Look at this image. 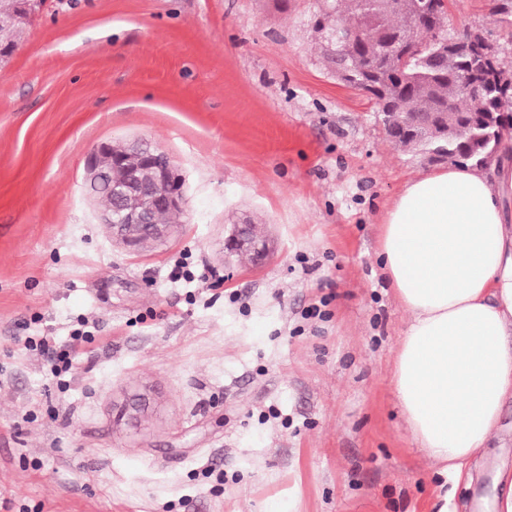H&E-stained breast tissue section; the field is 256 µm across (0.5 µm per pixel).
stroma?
<instances>
[{"label": "stroma", "mask_w": 512, "mask_h": 512, "mask_svg": "<svg viewBox=\"0 0 512 512\" xmlns=\"http://www.w3.org/2000/svg\"><path fill=\"white\" fill-rule=\"evenodd\" d=\"M494 0L450 31L512 42ZM317 0H41L0 62V512H417L434 468L391 386L408 322L377 255L410 179L321 57ZM184 178L133 252L90 193L103 142ZM261 225L260 265L224 252ZM219 290H211L212 282ZM329 298V318L308 306ZM91 336L71 369L26 349Z\"/></svg>", "instance_id": "stroma-1"}]
</instances>
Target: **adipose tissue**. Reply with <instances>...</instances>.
I'll return each mask as SVG.
<instances>
[{"instance_id": "ef3b65f1", "label": "adipose tissue", "mask_w": 512, "mask_h": 512, "mask_svg": "<svg viewBox=\"0 0 512 512\" xmlns=\"http://www.w3.org/2000/svg\"><path fill=\"white\" fill-rule=\"evenodd\" d=\"M378 256L409 315L391 385L442 478L419 512H448L449 485H473L512 403V138L490 168L409 180L380 227Z\"/></svg>"}]
</instances>
